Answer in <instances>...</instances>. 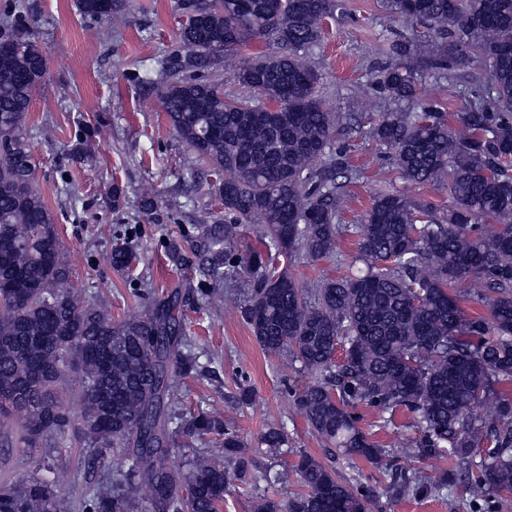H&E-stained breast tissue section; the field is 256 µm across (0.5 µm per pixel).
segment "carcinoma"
Instances as JSON below:
<instances>
[{
	"label": "carcinoma",
	"mask_w": 512,
	"mask_h": 512,
	"mask_svg": "<svg viewBox=\"0 0 512 512\" xmlns=\"http://www.w3.org/2000/svg\"><path fill=\"white\" fill-rule=\"evenodd\" d=\"M392 17L431 30L435 43L394 41V61L378 70L391 102L414 111L378 114L372 138L389 148L402 178L448 191L438 211L397 190L373 195L362 216L356 272L304 288L278 268L296 253L319 258L336 248V192L355 177L333 151L347 117L317 95L319 75L308 56L342 0H178L186 17L181 51L167 67L161 103L176 136L215 179L225 224H203L194 248L207 282L228 268L253 281L241 312L267 353L289 357L317 379L296 393L312 432L344 459L391 471L387 493L427 498L458 481L472 512L512 509V0H386ZM116 0H79L82 14L112 18ZM264 39L278 50L238 64L234 79L247 101L223 84L186 70L210 72L230 54ZM42 51L31 35L0 28V426L18 421L28 446L71 423L62 393L75 379L84 447L120 448L127 468H100L96 491L80 512H133L141 491L151 512H218L224 493L243 482L251 461L239 436L200 410L182 420L186 472L168 466L176 445L171 380L194 370L175 291L120 321L65 288L71 269L53 212L34 186L36 162L26 131L42 74ZM475 57L490 68V85L468 104L456 135L447 113L417 99L414 74L448 71ZM495 225L484 229L481 222ZM264 225L260 246L237 257L227 242L243 223ZM124 246L112 264L128 268ZM473 278L486 312L466 313L457 284ZM343 357H338L337 353ZM362 403L407 409L420 430L409 453L442 455L453 468L433 481L398 470L389 449L364 433L350 412ZM486 404L481 414L473 408ZM222 438V451L204 446ZM270 454L288 444L268 429ZM484 458L475 461L476 454ZM43 465L0 486V512H60L56 486ZM294 473L303 491L264 498L256 512H369L374 491L336 478L308 454L266 472L274 485Z\"/></svg>",
	"instance_id": "obj_1"
}]
</instances>
